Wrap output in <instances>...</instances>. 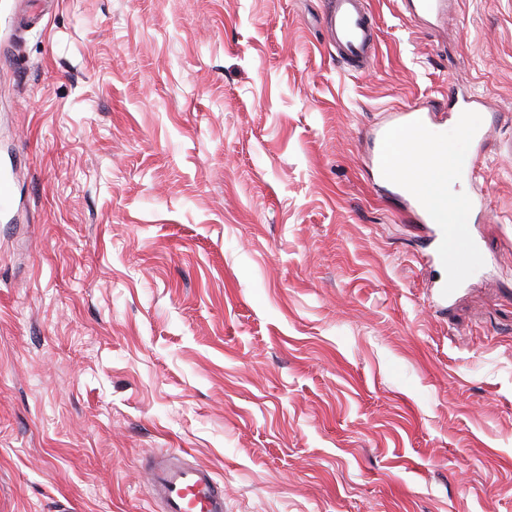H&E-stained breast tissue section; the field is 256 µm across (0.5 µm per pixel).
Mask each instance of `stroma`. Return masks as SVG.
Instances as JSON below:
<instances>
[{"label": "stroma", "instance_id": "1", "mask_svg": "<svg viewBox=\"0 0 512 512\" xmlns=\"http://www.w3.org/2000/svg\"><path fill=\"white\" fill-rule=\"evenodd\" d=\"M0 0V512H160L144 469L210 468L224 512H512V0ZM481 98L485 274L452 308L365 132ZM331 35L338 56L368 70L375 59L376 27L362 0H330Z\"/></svg>", "mask_w": 512, "mask_h": 512}]
</instances>
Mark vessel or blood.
<instances>
[{
  "label": "vessel or blood",
  "instance_id": "obj_1",
  "mask_svg": "<svg viewBox=\"0 0 512 512\" xmlns=\"http://www.w3.org/2000/svg\"><path fill=\"white\" fill-rule=\"evenodd\" d=\"M329 21L338 56L353 68L369 69L377 34L363 0H330ZM449 112L448 120L438 122L418 108L396 111L375 129L369 153L382 187L430 225L433 257L446 272L438 285L444 297L484 265L472 223L485 199L463 187L476 178L491 136L474 97H454ZM148 485L161 512H224V490L206 468L154 465Z\"/></svg>",
  "mask_w": 512,
  "mask_h": 512
}]
</instances>
